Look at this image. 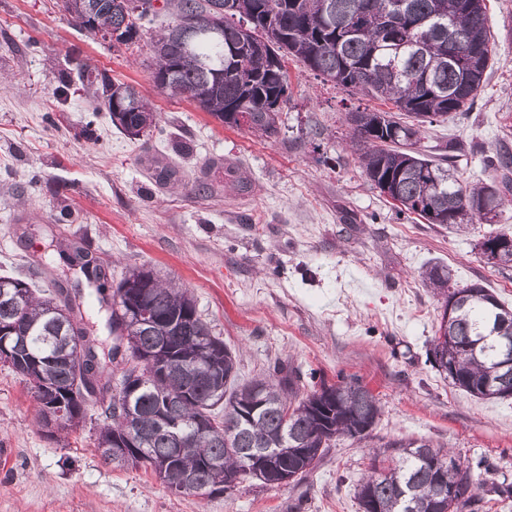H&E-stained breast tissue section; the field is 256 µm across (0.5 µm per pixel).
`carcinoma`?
Listing matches in <instances>:
<instances>
[{"instance_id":"1","label":"carcinoma","mask_w":512,"mask_h":512,"mask_svg":"<svg viewBox=\"0 0 512 512\" xmlns=\"http://www.w3.org/2000/svg\"><path fill=\"white\" fill-rule=\"evenodd\" d=\"M63 7L84 29L91 15L99 27L112 31V44H136L140 29L156 11L150 0H63ZM173 16L153 39L155 86L171 97L185 96L200 109L230 127L245 126L266 137L278 134V112L290 99L285 59L292 57L309 69L352 92L391 103L412 118L398 121L379 109L347 113L353 136L364 146L360 156L367 179L397 204L404 214H416L430 224L463 231L474 223L493 224L512 190V180L462 184L450 158L431 157L418 148L423 117L447 122L473 105L485 83L495 53L487 26L485 0H164ZM248 23L251 41L239 39ZM88 29V28H86ZM93 32V29H88ZM112 125L146 131L156 115L137 89L94 76ZM429 286L447 297L460 294L450 320H440L432 341L433 367L455 387L481 399L500 397L512 388V368L501 360L512 355V310L479 284L450 288L446 266L425 272ZM22 288L20 302L14 290ZM139 304L149 317L139 318L129 304ZM18 323L12 345V371L34 390L38 425L45 427L47 403L39 394L46 381L67 388L80 374L90 399L66 400V416L57 431L77 426L89 400L100 404L102 425L97 451L104 462H125L103 448L127 430L124 412L131 404L141 434L138 464L174 480L194 475L195 493L212 495L217 474L251 479L247 472L253 448L275 451L266 486L281 485L282 472L301 480L323 458L337 437L361 440L370 434L380 414L373 395L359 382L312 386L297 398L296 373L275 365L268 377L237 383V356L213 336L197 314L188 292L157 279L152 271H128L112 292L106 322L115 336L112 359L122 339L132 340L133 352L149 353L162 335L171 351L156 370L126 383L123 394L112 391V376L93 370L98 365L95 340L83 328L80 304L55 291L35 289L16 276H0V326ZM87 342L86 366L72 358L69 340ZM224 405V413L215 406ZM320 430L322 448L306 454L310 438ZM397 455L391 464L373 469L357 490L359 512H479L485 485L475 471L483 463L463 465L449 451L423 440L384 444ZM456 484L455 496L437 507L438 477Z\"/></svg>"}]
</instances>
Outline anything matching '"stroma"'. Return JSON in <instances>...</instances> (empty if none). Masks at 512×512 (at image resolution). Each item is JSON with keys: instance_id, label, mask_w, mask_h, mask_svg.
<instances>
[{"instance_id": "1", "label": "stroma", "mask_w": 512, "mask_h": 512, "mask_svg": "<svg viewBox=\"0 0 512 512\" xmlns=\"http://www.w3.org/2000/svg\"><path fill=\"white\" fill-rule=\"evenodd\" d=\"M487 17L498 50L483 90L455 120L423 123L418 144L453 154L465 182L493 177L487 157L512 148V0H487ZM170 20L159 11L137 45L115 50L79 30L62 0H0V275L84 285L47 253L55 239L96 256L112 286L129 269L153 271L193 297L236 353L239 382L278 363L299 372L301 395L314 378L356 379L380 419L367 438L332 441L301 482L176 495L152 472L102 461L99 407L48 438L30 386L0 365V512H359L375 451L406 439L483 461L484 479L512 484V397H473L433 368L444 298L422 279L444 264L452 286L483 285L512 309V268L477 247L512 235V201L495 224L463 232L400 213L366 180L346 120L377 101L292 58L273 138L161 94L147 44ZM76 60L134 86L155 126L136 138L115 128Z\"/></svg>"}]
</instances>
